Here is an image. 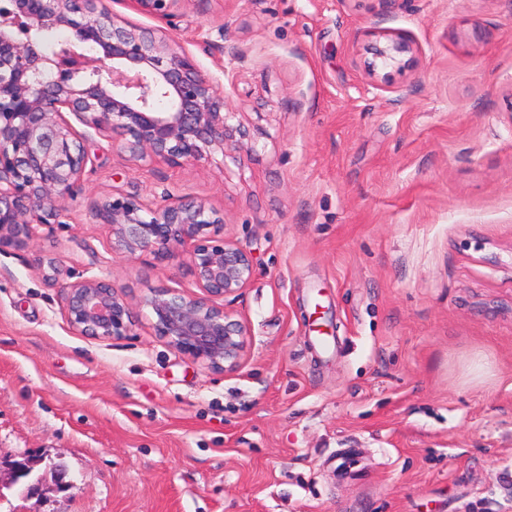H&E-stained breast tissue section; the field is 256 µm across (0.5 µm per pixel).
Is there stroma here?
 Segmentation results:
<instances>
[{
    "label": "stroma",
    "mask_w": 512,
    "mask_h": 512,
    "mask_svg": "<svg viewBox=\"0 0 512 512\" xmlns=\"http://www.w3.org/2000/svg\"><path fill=\"white\" fill-rule=\"evenodd\" d=\"M415 63L369 76L368 44ZM194 55L250 132L224 164L128 162L90 133L81 194L0 254V512H512V0H184ZM195 197L250 251L219 374L140 316L73 331L34 262L134 308L195 292L186 254L112 250L114 190ZM74 487L57 490L52 464Z\"/></svg>",
    "instance_id": "35a3bbf8"
}]
</instances>
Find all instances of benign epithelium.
<instances>
[{"instance_id": "1", "label": "benign epithelium", "mask_w": 512, "mask_h": 512, "mask_svg": "<svg viewBox=\"0 0 512 512\" xmlns=\"http://www.w3.org/2000/svg\"><path fill=\"white\" fill-rule=\"evenodd\" d=\"M163 23L140 27L117 18L107 0H0V253L29 248L34 227L59 224L82 189L86 133L112 132L136 161L179 164L224 153L247 131L195 59L172 47L183 0H130ZM65 28L72 40L48 52L42 36ZM375 67L401 70L411 52L401 36L369 47ZM112 231V248L160 261L187 248L198 292L150 291L154 334L213 373H234L244 361L248 325L224 308L251 281L253 259L223 235L222 219L203 202L165 189L152 206L117 192L92 210ZM45 279L63 293L70 327L97 340L130 335L138 312L111 280L61 281L51 258Z\"/></svg>"}]
</instances>
